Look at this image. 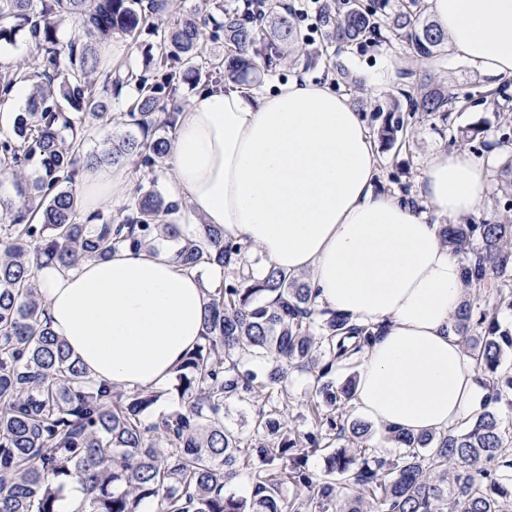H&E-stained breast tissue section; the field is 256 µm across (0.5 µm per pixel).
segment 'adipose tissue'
<instances>
[{
    "label": "adipose tissue",
    "mask_w": 512,
    "mask_h": 512,
    "mask_svg": "<svg viewBox=\"0 0 512 512\" xmlns=\"http://www.w3.org/2000/svg\"><path fill=\"white\" fill-rule=\"evenodd\" d=\"M448 47L490 84L512 80V0H427ZM188 222L218 224L261 264L305 276L319 305L380 324L352 399L373 426L412 433L462 428L487 390L453 320L462 264L441 219L479 211L490 169L467 151L430 156L412 199L377 189L369 129L331 82L295 77L263 92L206 89L180 112L166 157ZM127 168L85 171L86 212L126 201ZM207 285L165 251H114L39 273L54 333L95 382L123 390L169 381L203 331Z\"/></svg>",
    "instance_id": "obj_1"
}]
</instances>
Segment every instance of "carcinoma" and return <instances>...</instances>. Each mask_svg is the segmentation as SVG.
<instances>
[{
  "instance_id": "cac0c4a2",
  "label": "carcinoma",
  "mask_w": 512,
  "mask_h": 512,
  "mask_svg": "<svg viewBox=\"0 0 512 512\" xmlns=\"http://www.w3.org/2000/svg\"><path fill=\"white\" fill-rule=\"evenodd\" d=\"M173 0H0V43L24 34L35 50L29 65L0 63V102L19 83L31 86L23 111L0 129V170L14 193L0 192V512H58L67 484L88 493L82 512H512V424L493 406L512 408V332L499 315L512 310V205L492 220L447 224L444 242L465 265L467 294L455 324L465 350L488 381L489 403L465 428L413 435L387 428L397 448L371 444L372 428L346 417L357 383V354L382 326L351 325L320 308L309 281L275 267L254 276L250 246L214 224L168 219L178 203L143 181L166 157L185 88L197 83L204 30L224 39L211 71L258 86L274 63L307 68L362 43L398 44L402 80L424 68L414 91L400 90L376 136L403 143L397 112L437 115L450 140L484 138L479 125L454 126L453 114L474 93L438 83L448 34L425 0H322L319 40L301 33L300 17L279 0L262 11L251 0H207L205 7L161 26ZM75 22L67 43L60 29ZM153 37L142 67L100 70L98 43L120 35ZM336 85L361 95L364 82L336 61ZM512 84L479 96L504 112L496 146L498 192L512 199ZM134 87L126 111L112 97ZM125 129L119 140L85 152L92 123ZM126 166L137 175L127 205L83 213L75 185L86 167ZM172 244L188 270L213 268L222 280L207 290L201 342L167 383L147 390L96 384L54 335L39 294L45 266L70 269L125 248ZM348 372L341 385L336 373ZM313 377L312 428L288 422L291 379ZM234 404L252 407L248 432L226 425ZM327 470L315 477L309 458ZM247 485V494L234 487Z\"/></svg>"
}]
</instances>
